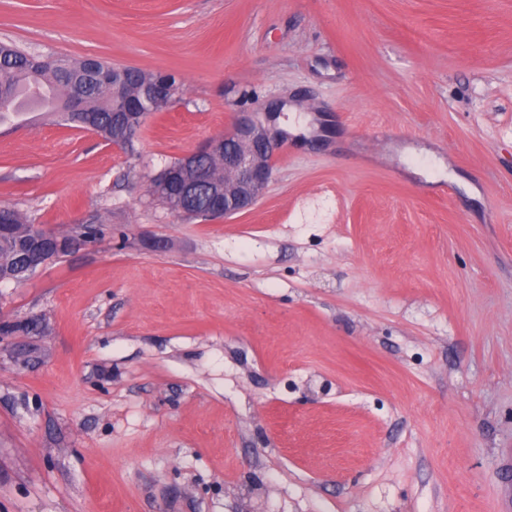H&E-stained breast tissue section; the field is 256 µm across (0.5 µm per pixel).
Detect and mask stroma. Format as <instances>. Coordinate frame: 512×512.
<instances>
[{"label":"stroma","instance_id":"35a3bbf8","mask_svg":"<svg viewBox=\"0 0 512 512\" xmlns=\"http://www.w3.org/2000/svg\"><path fill=\"white\" fill-rule=\"evenodd\" d=\"M0 41L184 84L131 153L0 134V206L80 240L0 282V512H512V0H0ZM275 104L252 209L152 202Z\"/></svg>","mask_w":512,"mask_h":512}]
</instances>
